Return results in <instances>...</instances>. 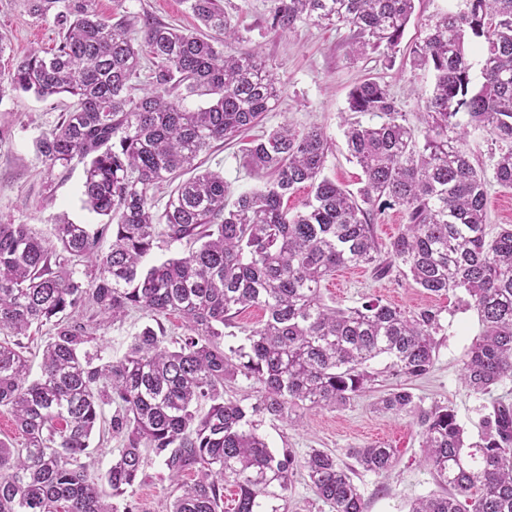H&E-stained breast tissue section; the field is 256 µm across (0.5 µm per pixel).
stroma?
Returning a JSON list of instances; mask_svg holds the SVG:
<instances>
[{"instance_id":"35a3bbf8","label":"stroma","mask_w":512,"mask_h":512,"mask_svg":"<svg viewBox=\"0 0 512 512\" xmlns=\"http://www.w3.org/2000/svg\"><path fill=\"white\" fill-rule=\"evenodd\" d=\"M454 2L416 0L401 47L393 57L386 58L372 51L354 52L351 34L343 26L309 23L291 31L271 29V0H219L242 37L240 50L258 54L266 62L276 77L280 97L261 125L233 142L215 144L209 153L201 155L203 168L223 170L233 194L251 191L261 187L266 177L246 165L243 149L248 142L283 124L300 130L316 126L332 143L325 175L348 190H356L361 170L349 161L343 136L344 121L350 116V90L365 78H376L389 86L408 124L418 126L433 76L412 67L406 47L423 38L424 24L431 16L446 11ZM98 10L106 18L146 14L186 32L200 28L187 0H98ZM57 40L52 17L31 13L27 0H0V42L6 46L0 53V75H8L31 51L54 48ZM70 103L67 97L41 100L22 92L0 99V127L11 131L9 138L0 141V221L30 225L45 238L50 237L54 224L62 217L92 229L101 222L100 216L83 205L82 165H75L54 189L46 187V165L37 142L55 126ZM322 292L328 304L343 308L379 298L406 311L425 305L441 309L444 333L438 338L434 368L426 378L413 381L412 387L425 405L438 403L453 408L470 441H477L493 399L503 397L512 402V378L504 379L486 395L475 393L463 382L465 354L480 334L481 325L476 312L461 305L456 295H431L399 273L378 279L362 267L350 275L335 272L323 282ZM150 321V316L143 313H130L126 319L98 331L89 349L103 361L118 360L127 352L133 336ZM394 383V378H386L343 408L298 410V423L293 427L265 417L260 431L271 449L288 447L301 456L319 448L344 461L354 448L380 443L396 448L399 463L391 474L361 471L354 482L368 503V512H407L413 499L439 492L440 487L423 462L413 418L375 408L378 397ZM164 471L162 459L148 460L142 481L129 496L135 512H166L172 488L161 478Z\"/></svg>"}]
</instances>
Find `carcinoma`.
Returning <instances> with one entry per match:
<instances>
[{
  "mask_svg": "<svg viewBox=\"0 0 512 512\" xmlns=\"http://www.w3.org/2000/svg\"><path fill=\"white\" fill-rule=\"evenodd\" d=\"M27 2L36 15L53 14L60 40L51 56L33 51L18 62L0 100L8 88L73 98L37 148L50 180L57 168L65 175L73 161L84 164L83 203L104 222L91 231L64 219L51 240L0 222V334L16 337L0 341V407L24 437L19 448L0 442V512H118L108 499L135 486L151 455L181 490L170 512H224L227 486L233 512H289L298 477L328 512H368L356 468L389 473L396 449L355 448L354 468L314 448L274 452L259 427L266 415L291 425L298 408L346 406L378 382L377 359L406 381L432 370L442 309L330 305L322 282L340 267H370L378 278L395 269L430 294L463 292L482 325L464 383L485 395L512 377V225L490 233L486 224L490 181L512 188V0H460L424 24L409 50L412 65L434 77L421 128L405 123L387 85L369 78L351 90L349 110L378 118L344 131L362 171L357 191L324 175L331 143L322 129L284 124L245 148L270 180L231 205L224 174L181 176L212 143L257 126L279 93L264 61L235 50L237 28L218 0H187L207 34L145 16L139 42L127 18H100L96 0ZM414 10L415 0H273L271 27L339 24L356 51L387 57ZM469 39L480 44L477 88ZM194 95L212 103L191 109ZM473 131L499 144L491 180L466 149ZM166 182L176 187L158 216L149 190ZM302 185L308 198L291 213L284 199ZM391 206L406 224L383 247L372 220ZM184 241L197 248L142 265L158 243ZM81 262L90 267L84 279L72 271ZM249 307L264 319L244 343L225 346L224 329ZM132 311L156 325L133 336L123 358L94 364L85 345ZM172 314L186 319L176 339L160 321ZM43 327L51 336L31 380L21 338ZM240 375L258 385L250 406L224 397ZM107 406L122 448L94 477L86 458ZM375 408L416 419L424 463L442 487L408 512H512L511 403L493 402L475 442L453 409L424 406L404 384ZM186 473L190 484L180 480Z\"/></svg>",
  "mask_w": 512,
  "mask_h": 512,
  "instance_id": "cac0c4a2",
  "label": "carcinoma"
}]
</instances>
